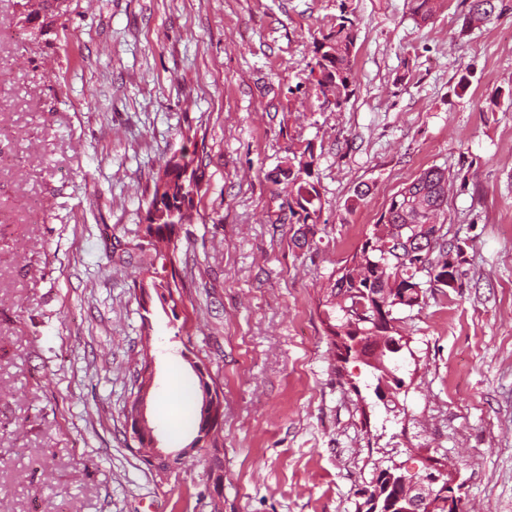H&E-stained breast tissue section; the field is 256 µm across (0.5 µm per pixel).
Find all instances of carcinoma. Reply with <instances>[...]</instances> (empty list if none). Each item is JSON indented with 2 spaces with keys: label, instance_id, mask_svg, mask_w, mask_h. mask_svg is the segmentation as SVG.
I'll return each mask as SVG.
<instances>
[{
  "label": "carcinoma",
  "instance_id": "carcinoma-1",
  "mask_svg": "<svg viewBox=\"0 0 512 512\" xmlns=\"http://www.w3.org/2000/svg\"><path fill=\"white\" fill-rule=\"evenodd\" d=\"M340 14L336 23L326 33L314 39L315 62L309 65L313 77V94L325 99L333 98L337 108H342L353 94V60L355 37L353 21L348 16L345 3L339 4ZM436 0H411V11L421 21L433 17ZM497 0H470L466 26L487 24L498 17ZM179 161L185 169H191L190 180L179 184L162 181L156 173L147 188L148 203L159 197L188 199L186 209L176 208V213L167 209L148 224L144 230L143 242L137 244L143 256L134 276V287L140 293L158 295L163 290L171 296V304L183 302L179 285H170L169 279L176 276L178 245L174 241L175 226L190 224L199 215L197 206L190 195L200 194L203 175L199 174V157L181 152ZM282 168L270 179L278 183L285 178L288 186V210L304 231L301 238L307 239L311 226L321 216L320 192L314 182L315 156L311 147L301 153H292L281 162ZM448 206V170L431 166L397 191L389 205L373 224L371 234L365 236L349 259L329 277L323 289L321 305L327 322V336L330 344L338 350L352 343L356 336H370L382 332L376 323L353 324L349 316L351 304L359 299L367 305L378 308L385 304L389 309H413L425 298L423 286L434 282L443 288L459 287V266L465 250L459 243L445 240L443 225L435 218L445 214ZM399 224H413L417 239L409 241L412 229L401 233L394 231ZM152 357L148 344H142L141 357L137 360L134 377L152 380ZM198 423L210 425V447L224 448L220 434V423L199 412Z\"/></svg>",
  "mask_w": 512,
  "mask_h": 512
}]
</instances>
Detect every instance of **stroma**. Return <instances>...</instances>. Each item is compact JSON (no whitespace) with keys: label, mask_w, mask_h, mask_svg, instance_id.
<instances>
[{"label":"stroma","mask_w":512,"mask_h":512,"mask_svg":"<svg viewBox=\"0 0 512 512\" xmlns=\"http://www.w3.org/2000/svg\"><path fill=\"white\" fill-rule=\"evenodd\" d=\"M0 0V512H211L203 464L160 482L123 410L150 331L145 415L176 453L196 435L191 348L224 391V512H357L376 473L444 468L463 512H512V0L463 30L409 0H347L354 93L313 96L336 0H64L38 29ZM472 83L457 93L462 70ZM195 132L200 221L177 226L184 330L144 314L117 255L142 191ZM312 145L322 213L295 242L267 178ZM448 169L461 288L399 314L396 411L337 361L320 288L393 194Z\"/></svg>","instance_id":"1"}]
</instances>
